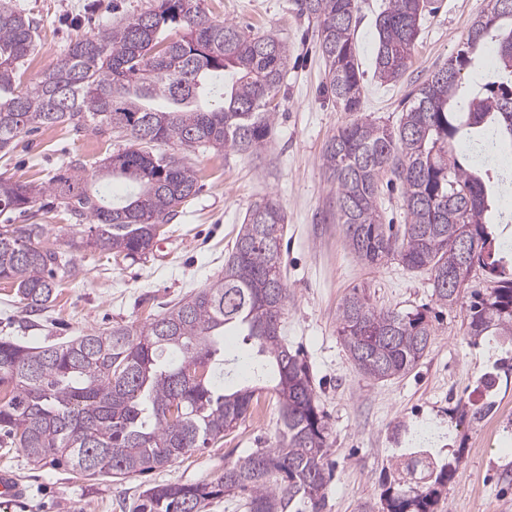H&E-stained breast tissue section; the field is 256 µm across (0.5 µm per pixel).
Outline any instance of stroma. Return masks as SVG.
I'll use <instances>...</instances> for the list:
<instances>
[{"mask_svg": "<svg viewBox=\"0 0 512 512\" xmlns=\"http://www.w3.org/2000/svg\"><path fill=\"white\" fill-rule=\"evenodd\" d=\"M14 2L41 22V40L24 72L30 82L56 62L77 34L147 11L156 0ZM201 4L217 19L278 34L288 43V73L267 147L257 158L213 150L192 154L199 189L162 226L152 254L132 261L98 250L72 253L71 270L60 279L47 309L27 311L14 286L0 282V339L43 347L117 324L143 326L221 276L248 208L262 198H275L286 214L283 334L289 349L307 363L330 428L334 476L322 512H363L368 506L382 512L383 486L395 476L400 455L419 446L441 459L452 449L462 453L435 512H512V374L500 376L494 407L481 421L452 413L473 394L491 364L483 345L472 344L466 334L465 311L471 293L490 288L489 279L474 271L459 303L442 308L426 271L406 269L394 259L377 267L357 260L336 220L335 188L321 162L325 141L356 115L397 124L407 92L456 55L487 0H437L403 78L386 85L365 75L357 114L341 111L325 93L317 26L299 15L295 0ZM121 147L92 127L56 125L20 136L14 150L0 153V175L40 183L71 159L91 164ZM36 221L47 227V246L64 254L70 253V241L89 233L88 224L75 223L60 208ZM356 286L376 307L428 315L431 344L409 373L373 381L349 359L337 335L336 313ZM261 401L263 419L246 417L218 443L123 481L92 480L48 460L33 463L19 448L0 446V470L13 472L23 485L19 498L0 499V512H131L150 486L213 478L225 465L273 443L276 398L265 393Z\"/></svg>", "mask_w": 512, "mask_h": 512, "instance_id": "stroma-1", "label": "stroma"}]
</instances>
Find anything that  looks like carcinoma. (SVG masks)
Instances as JSON below:
<instances>
[{"instance_id":"1","label":"carcinoma","mask_w":512,"mask_h":512,"mask_svg":"<svg viewBox=\"0 0 512 512\" xmlns=\"http://www.w3.org/2000/svg\"><path fill=\"white\" fill-rule=\"evenodd\" d=\"M150 11L77 35L57 63L22 83L38 23L0 0V152L23 132L88 124L126 137L129 146L87 167L79 159L48 182L0 176V212L32 214L48 196L75 223H92L72 244L142 259L155 225L195 195L198 177L184 159L156 151L162 143L258 155L271 136L288 72V44L207 15L200 0H156ZM429 0H387L374 21L373 78L397 82L412 62ZM318 25L326 91L345 112L361 111L364 71L358 60L357 0H296ZM487 62L482 81L462 86L464 71ZM397 126L361 117L326 142L322 164L336 189V215L360 261L390 256L430 274L432 296L452 307L472 270L493 283L467 304V335L489 348L512 345V252L495 231L512 222V0H488L456 56L406 95ZM403 189L406 223L383 222L380 181ZM286 216L273 198L252 205L224 262V276L171 305L141 328L118 325L47 348L0 341V430L33 463L50 457L95 479L122 480L163 468L205 448L244 419L271 386L280 427L258 448L210 481L158 484L136 512H203L241 494L249 512H320L328 482L329 429L312 376L282 336L288 301L281 241ZM44 224L0 225V282L32 312L56 299L58 270L69 260L43 245ZM458 287L448 290V275ZM337 334L359 372L376 381L411 370L429 347L422 311L379 309L352 289L337 309ZM253 342L247 378L224 359L226 336ZM512 358L493 362L479 383L487 396ZM493 407L460 406L482 419ZM409 479L385 484L386 512H433L439 487L461 456L438 462L428 448L403 454Z\"/></svg>"}]
</instances>
